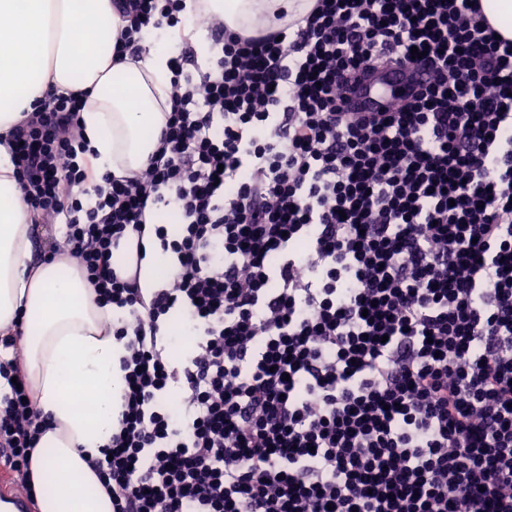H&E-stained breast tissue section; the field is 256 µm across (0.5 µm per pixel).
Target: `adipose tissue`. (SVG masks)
I'll use <instances>...</instances> for the list:
<instances>
[{"mask_svg": "<svg viewBox=\"0 0 512 512\" xmlns=\"http://www.w3.org/2000/svg\"><path fill=\"white\" fill-rule=\"evenodd\" d=\"M310 7V0H197L176 26L142 28L139 59L117 62L114 48L128 21L112 0H0V336H19V369L34 410L48 423L31 456L37 512H112L85 458L99 456L117 430L126 350L112 334L111 310L99 308L69 260L33 262L32 214L8 132L49 90L87 92L80 119L94 174L134 175L161 146L175 49L190 46L201 61L210 55L194 11L252 34L267 28L277 9L295 16ZM176 219L147 207L143 237L125 236L112 255V268L124 278L138 275L143 293L175 271L155 227Z\"/></svg>", "mask_w": 512, "mask_h": 512, "instance_id": "1", "label": "adipose tissue"}]
</instances>
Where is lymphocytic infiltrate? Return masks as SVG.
<instances>
[{
    "instance_id": "f902f5d3",
    "label": "lymphocytic infiltrate",
    "mask_w": 512,
    "mask_h": 512,
    "mask_svg": "<svg viewBox=\"0 0 512 512\" xmlns=\"http://www.w3.org/2000/svg\"><path fill=\"white\" fill-rule=\"evenodd\" d=\"M116 7L134 57L185 0ZM195 21L213 57H174L135 176H94L78 94L11 134L39 222L64 226L50 255L125 343L118 430L89 461L112 512H512V39L479 0H315L265 35ZM416 50L428 85L348 111L365 72ZM151 204L177 215L155 230L176 272L147 296L111 258ZM175 312L193 340L176 367ZM28 394L0 397V461L26 491L45 431Z\"/></svg>"
}]
</instances>
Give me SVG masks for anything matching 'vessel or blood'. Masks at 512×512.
Wrapping results in <instances>:
<instances>
[{
	"label": "vessel or blood",
	"mask_w": 512,
	"mask_h": 512,
	"mask_svg": "<svg viewBox=\"0 0 512 512\" xmlns=\"http://www.w3.org/2000/svg\"><path fill=\"white\" fill-rule=\"evenodd\" d=\"M429 73L412 64H393L366 76L353 94L350 106L357 112L391 109L410 91L425 86Z\"/></svg>",
	"instance_id": "obj_1"
}]
</instances>
